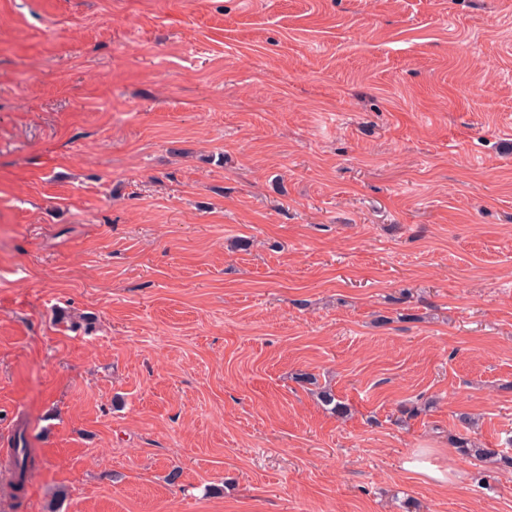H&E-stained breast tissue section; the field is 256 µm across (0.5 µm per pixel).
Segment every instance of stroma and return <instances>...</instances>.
<instances>
[{
    "label": "stroma",
    "instance_id": "stroma-1",
    "mask_svg": "<svg viewBox=\"0 0 512 512\" xmlns=\"http://www.w3.org/2000/svg\"><path fill=\"white\" fill-rule=\"evenodd\" d=\"M461 412L512 440V0H0V512H512ZM35 460L31 455L30 448H27V441L23 431L18 433L13 448L12 469L13 477L12 487L16 491H22L25 484L26 474L30 467L34 466ZM457 444V448L462 456L488 460L506 467L512 466V457L505 455L498 448L481 447L466 436L458 437ZM408 470L420 473L429 478L433 483L439 486H448V470L440 469L436 465H432L427 461L415 458L405 463Z\"/></svg>",
    "mask_w": 512,
    "mask_h": 512
}]
</instances>
